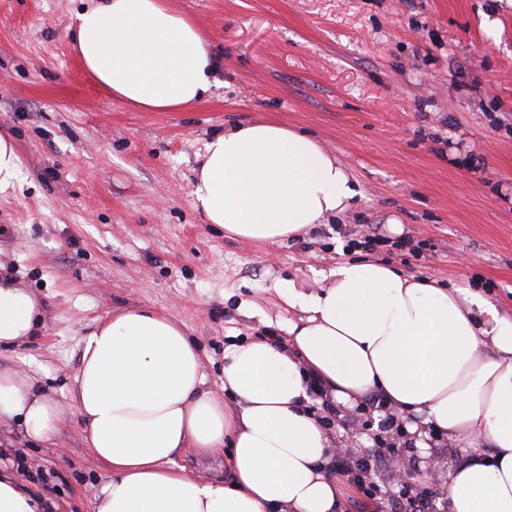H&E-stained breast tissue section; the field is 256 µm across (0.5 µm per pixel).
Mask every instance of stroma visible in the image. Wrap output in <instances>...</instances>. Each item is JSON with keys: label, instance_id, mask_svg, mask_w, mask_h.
Segmentation results:
<instances>
[{"label": "stroma", "instance_id": "stroma-1", "mask_svg": "<svg viewBox=\"0 0 512 512\" xmlns=\"http://www.w3.org/2000/svg\"><path fill=\"white\" fill-rule=\"evenodd\" d=\"M87 0H0V133L21 161L0 194V268L43 305L35 336L0 345V371L49 393L64 423L47 444L0 422V466L43 512H90L110 477L70 399L82 342L112 312L148 308L182 325L209 386L224 350L286 337L281 282L312 290L350 260L480 293L512 314V0H171L208 38L217 80L196 105L142 112L81 67L71 26ZM269 121L317 138L359 185L352 207L278 244L203 223L193 206L206 142ZM379 235L374 250L366 236ZM390 409L336 405L351 460ZM447 508L460 451L430 434L401 446Z\"/></svg>", "mask_w": 512, "mask_h": 512}]
</instances>
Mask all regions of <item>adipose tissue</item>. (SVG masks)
Wrapping results in <instances>:
<instances>
[{
	"label": "adipose tissue",
	"mask_w": 512,
	"mask_h": 512,
	"mask_svg": "<svg viewBox=\"0 0 512 512\" xmlns=\"http://www.w3.org/2000/svg\"><path fill=\"white\" fill-rule=\"evenodd\" d=\"M77 57L112 96L143 112L198 103L216 58L169 0H91L75 15ZM204 223L276 244L346 211L359 190L340 161L305 133L239 124L213 136L196 172ZM299 314L286 342L258 337L224 351V396L207 388L201 356L181 326L145 308L99 321L82 343L72 401L93 456L111 472L94 512H338L328 427L312 393L355 405L380 393L461 451L448 469V512H512V316L480 294L408 277L375 260L337 265L327 286L281 284ZM42 304L0 276V344L38 329ZM51 440L55 400L0 372V419ZM223 452L224 479L175 461Z\"/></svg>",
	"instance_id": "adipose-tissue-1"
}]
</instances>
